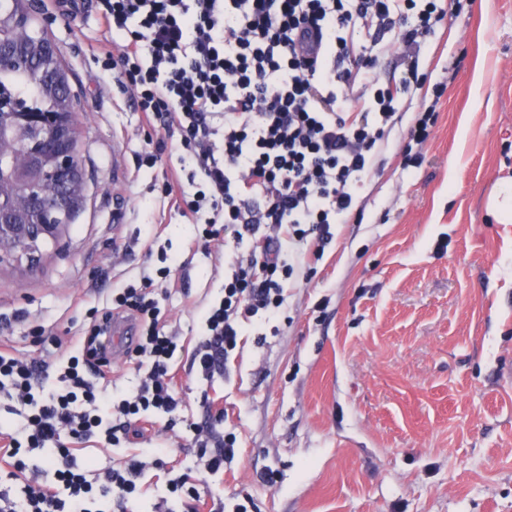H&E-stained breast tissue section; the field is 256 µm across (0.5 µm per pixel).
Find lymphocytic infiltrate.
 Returning <instances> with one entry per match:
<instances>
[{
    "label": "lymphocytic infiltrate",
    "instance_id": "f902f5d3",
    "mask_svg": "<svg viewBox=\"0 0 512 512\" xmlns=\"http://www.w3.org/2000/svg\"><path fill=\"white\" fill-rule=\"evenodd\" d=\"M117 37L100 54L144 127L163 129L144 160L162 165L160 197L204 243L233 257L224 294L204 318L192 364L206 381L223 373L244 326L274 318L294 273L291 250L322 257L345 223L375 157L421 91L417 56L451 19L452 0H98ZM411 55L403 75L380 81L383 40ZM174 265L143 274L92 310L74 345L53 361L0 343V399L18 420L0 433V462L24 483L0 494V512H104L144 485L130 452L145 423L182 420L172 370L179 338L165 330L156 298ZM129 317L138 336L127 353L137 377L112 393V321ZM202 477L223 474L237 454L234 433L196 438ZM124 448L120 467L77 464L88 448ZM54 482L28 475L31 454Z\"/></svg>",
    "mask_w": 512,
    "mask_h": 512
}]
</instances>
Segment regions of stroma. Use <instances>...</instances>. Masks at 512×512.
Here are the masks:
<instances>
[{
  "label": "stroma",
  "instance_id": "1",
  "mask_svg": "<svg viewBox=\"0 0 512 512\" xmlns=\"http://www.w3.org/2000/svg\"><path fill=\"white\" fill-rule=\"evenodd\" d=\"M38 27L62 51L82 124L83 200L58 245L34 267L0 265V340L31 357V334L70 343L114 289L176 259L158 294L183 414L223 417L238 455L196 482L200 512H512V223L484 198L512 171V0H459L422 48L428 90L415 98L321 259L301 254L280 315L246 329L225 373L191 368L204 305L220 297L224 264L197 229L163 206L161 168L139 166L146 136L98 61L96 0ZM437 119L405 167L423 102ZM166 467L145 496L112 512H156L166 468L193 469L192 432L161 431Z\"/></svg>",
  "mask_w": 512,
  "mask_h": 512
}]
</instances>
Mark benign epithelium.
Segmentation results:
<instances>
[{"instance_id":"obj_1","label":"benign epithelium","mask_w":512,"mask_h":512,"mask_svg":"<svg viewBox=\"0 0 512 512\" xmlns=\"http://www.w3.org/2000/svg\"><path fill=\"white\" fill-rule=\"evenodd\" d=\"M4 111L31 131L25 153L47 158L26 181L23 194V204L35 223H14V207L0 201V264L24 258L32 263L42 246L58 243L71 223L77 192L83 185L79 161L82 126L75 112H32L24 100L0 86V112Z\"/></svg>"}]
</instances>
